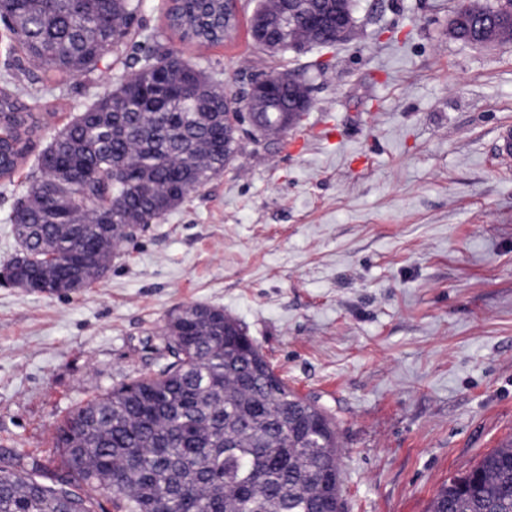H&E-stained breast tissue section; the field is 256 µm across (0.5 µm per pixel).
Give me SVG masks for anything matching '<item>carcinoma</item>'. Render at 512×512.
Wrapping results in <instances>:
<instances>
[{"mask_svg":"<svg viewBox=\"0 0 512 512\" xmlns=\"http://www.w3.org/2000/svg\"><path fill=\"white\" fill-rule=\"evenodd\" d=\"M171 28L200 46L220 44L224 0H171ZM512 0H470L449 34L472 45L506 42L502 9ZM142 0H0L8 53L22 52L47 78L92 73L131 42ZM278 0L251 17L256 45L284 54L304 43L336 45L334 28L282 22ZM121 78L56 131L39 155V175L13 225L14 275L42 293L81 264L83 287L97 263L134 240L129 225L153 224L224 172L233 153L224 97L178 53L148 48ZM303 97L283 86L277 103L296 113ZM252 135L288 132L280 114L252 103ZM42 116L0 95V178L25 161ZM166 321L162 364L72 408L52 445L61 467L18 456L0 465V512H343L340 452L333 419L299 396L243 327L220 307L191 304ZM430 512H512V440L448 481Z\"/></svg>","mask_w":512,"mask_h":512,"instance_id":"obj_1","label":"carcinoma"}]
</instances>
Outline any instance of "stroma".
<instances>
[{"mask_svg": "<svg viewBox=\"0 0 512 512\" xmlns=\"http://www.w3.org/2000/svg\"><path fill=\"white\" fill-rule=\"evenodd\" d=\"M143 0L139 30L242 94L288 70L311 90L300 124L246 144L224 173L121 248L70 297L0 286V459L49 466L77 404L160 364L168 316L194 303L239 320L300 396L333 414L345 512H428L449 479L512 438V47L452 38L460 0H356L357 33L273 56L238 0L213 46ZM24 102L48 126L0 179L10 216L55 131L133 70L131 53Z\"/></svg>", "mask_w": 512, "mask_h": 512, "instance_id": "1", "label": "stroma"}]
</instances>
